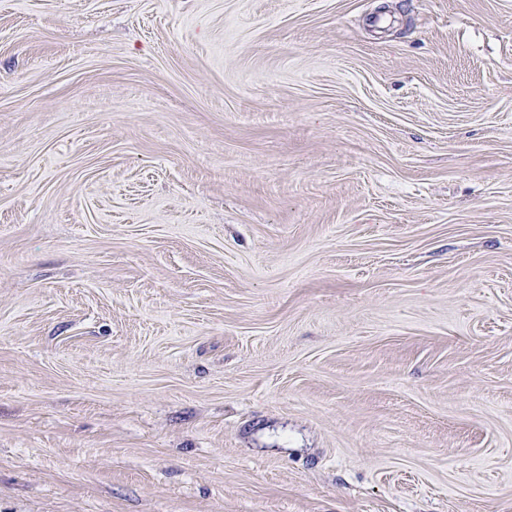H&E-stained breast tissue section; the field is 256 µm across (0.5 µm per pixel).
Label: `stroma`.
<instances>
[{"instance_id":"stroma-1","label":"stroma","mask_w":512,"mask_h":512,"mask_svg":"<svg viewBox=\"0 0 512 512\" xmlns=\"http://www.w3.org/2000/svg\"><path fill=\"white\" fill-rule=\"evenodd\" d=\"M0 512H512V0H0Z\"/></svg>"}]
</instances>
